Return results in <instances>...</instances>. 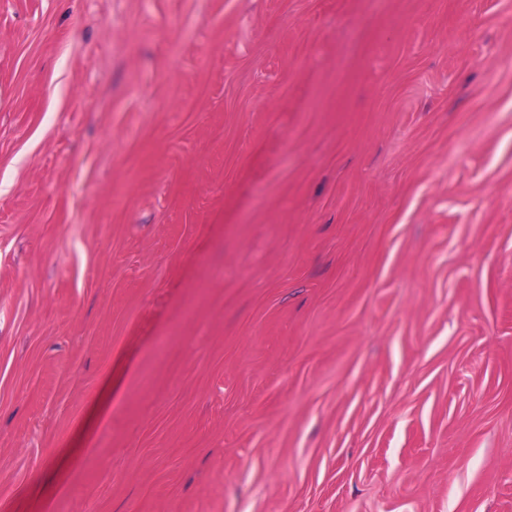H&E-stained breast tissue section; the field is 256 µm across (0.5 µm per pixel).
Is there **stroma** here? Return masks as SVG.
<instances>
[{"label": "stroma", "instance_id": "obj_1", "mask_svg": "<svg viewBox=\"0 0 512 512\" xmlns=\"http://www.w3.org/2000/svg\"><path fill=\"white\" fill-rule=\"evenodd\" d=\"M0 512H512V0H0Z\"/></svg>", "mask_w": 512, "mask_h": 512}]
</instances>
